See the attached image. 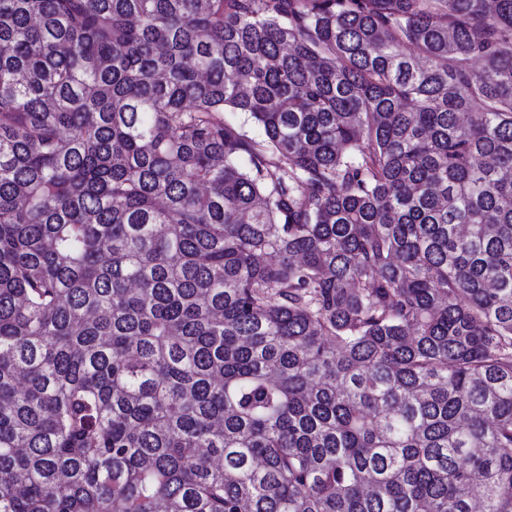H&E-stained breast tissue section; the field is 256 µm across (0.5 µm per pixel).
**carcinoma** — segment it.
<instances>
[{"instance_id": "obj_1", "label": "carcinoma", "mask_w": 512, "mask_h": 512, "mask_svg": "<svg viewBox=\"0 0 512 512\" xmlns=\"http://www.w3.org/2000/svg\"><path fill=\"white\" fill-rule=\"evenodd\" d=\"M476 485L512 512V0H0V512Z\"/></svg>"}]
</instances>
